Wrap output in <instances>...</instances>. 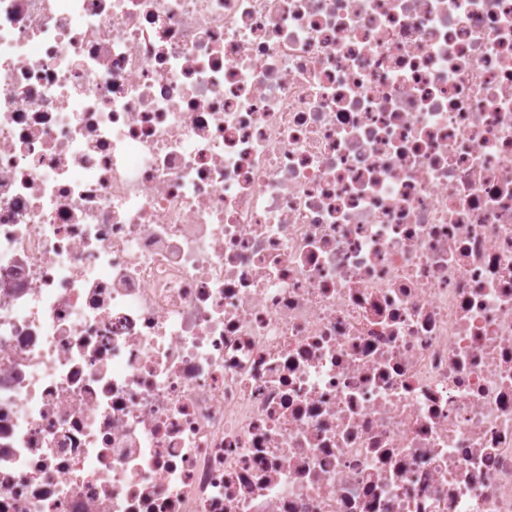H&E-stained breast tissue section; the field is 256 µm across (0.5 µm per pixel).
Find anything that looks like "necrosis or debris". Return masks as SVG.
Wrapping results in <instances>:
<instances>
[{
	"label": "necrosis or debris",
	"mask_w": 512,
	"mask_h": 512,
	"mask_svg": "<svg viewBox=\"0 0 512 512\" xmlns=\"http://www.w3.org/2000/svg\"><path fill=\"white\" fill-rule=\"evenodd\" d=\"M0 512H512V0H0Z\"/></svg>",
	"instance_id": "obj_1"
}]
</instances>
